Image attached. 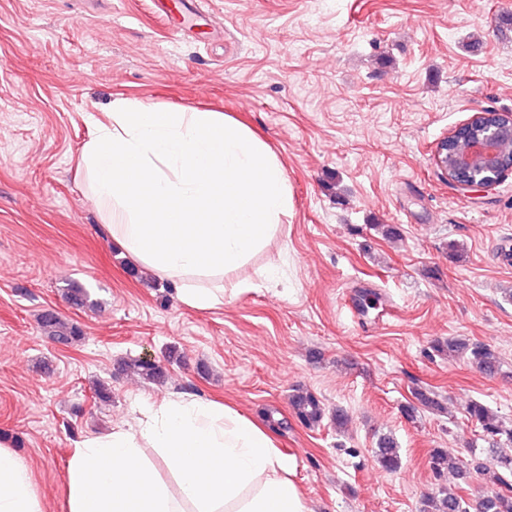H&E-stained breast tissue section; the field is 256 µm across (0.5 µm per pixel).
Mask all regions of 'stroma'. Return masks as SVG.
Masks as SVG:
<instances>
[{
    "mask_svg": "<svg viewBox=\"0 0 512 512\" xmlns=\"http://www.w3.org/2000/svg\"><path fill=\"white\" fill-rule=\"evenodd\" d=\"M198 16L176 32L153 0H0V437L45 512H67L84 437L190 394L269 425L307 512H421L441 484L475 512L495 486L466 407L512 421V174L460 191L433 153L473 113L512 112V0H200ZM120 98L224 113L282 164L288 232L227 276L253 287L221 308L184 305L104 225L81 155ZM72 282L96 310L67 301ZM46 310L81 340L43 336ZM448 340L489 346L498 372L434 350ZM137 358L164 377L121 371ZM298 388L323 402L320 426L294 415ZM419 388L443 411L406 418ZM384 435L394 473L375 461ZM435 448L468 482L435 479ZM375 457L379 466L385 471L393 472L400 467L399 448L390 436H383L379 439Z\"/></svg>",
    "mask_w": 512,
    "mask_h": 512,
    "instance_id": "35a3bbf8",
    "label": "stroma"
}]
</instances>
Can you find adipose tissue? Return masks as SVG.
<instances>
[{"label": "adipose tissue", "instance_id": "obj_1", "mask_svg": "<svg viewBox=\"0 0 512 512\" xmlns=\"http://www.w3.org/2000/svg\"><path fill=\"white\" fill-rule=\"evenodd\" d=\"M94 126L81 166L112 239L186 305H223L225 276L281 236L292 207L276 155L221 112L120 100ZM139 413L134 428L75 448L68 512H307L294 460L251 418L193 396ZM0 512H43L1 442Z\"/></svg>", "mask_w": 512, "mask_h": 512}]
</instances>
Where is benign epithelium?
<instances>
[{
	"label": "benign epithelium",
	"mask_w": 512,
	"mask_h": 512,
	"mask_svg": "<svg viewBox=\"0 0 512 512\" xmlns=\"http://www.w3.org/2000/svg\"><path fill=\"white\" fill-rule=\"evenodd\" d=\"M512 139V113L495 110L474 113L437 144L434 163L448 184L465 191L492 188L512 163L502 162L497 146Z\"/></svg>",
	"instance_id": "1"
}]
</instances>
